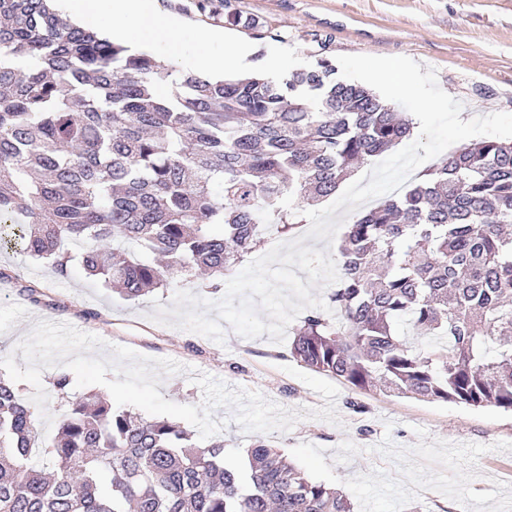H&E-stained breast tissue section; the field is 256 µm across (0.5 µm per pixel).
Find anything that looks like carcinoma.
I'll return each mask as SVG.
<instances>
[{"mask_svg": "<svg viewBox=\"0 0 512 512\" xmlns=\"http://www.w3.org/2000/svg\"><path fill=\"white\" fill-rule=\"evenodd\" d=\"M170 82L181 93L157 98ZM413 129L324 59L217 80L132 53L56 0H0V247L65 278L79 243L125 300L196 268L220 291L266 227L304 222L285 198L331 197ZM511 225L512 142L463 145L346 225L333 313L302 318L292 357L362 391L512 412ZM35 419L0 377V512H352L261 439L228 467L224 441L197 449L178 423L107 400L73 405L50 441Z\"/></svg>", "mask_w": 512, "mask_h": 512, "instance_id": "cac0c4a2", "label": "carcinoma"}]
</instances>
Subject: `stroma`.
Segmentation results:
<instances>
[{"instance_id": "stroma-1", "label": "stroma", "mask_w": 512, "mask_h": 512, "mask_svg": "<svg viewBox=\"0 0 512 512\" xmlns=\"http://www.w3.org/2000/svg\"><path fill=\"white\" fill-rule=\"evenodd\" d=\"M156 6L185 23L182 70H197L211 48L209 34L221 30L252 44L248 73L267 72L275 55L287 74L320 58L402 55L436 69L439 86L463 104L461 120L512 113V0H156ZM228 13L244 26L225 25ZM251 20L256 28H248ZM0 268L19 277L15 284L0 280V358L46 320L185 365V372L162 376L158 387L178 404H201L193 381L200 373L288 409L324 404L286 373L295 363L289 343L229 329L220 345L152 321L155 304L169 305L176 290L211 298L200 279L183 276L127 301L82 269L59 279L47 261L16 249H0ZM22 281L47 292L48 302L24 300ZM85 310L97 319L84 320ZM336 387L338 423L302 419L266 440L308 477L348 497L354 512H512L511 412L358 391L341 381Z\"/></svg>"}]
</instances>
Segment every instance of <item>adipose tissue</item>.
Instances as JSON below:
<instances>
[{
	"label": "adipose tissue",
	"mask_w": 512,
	"mask_h": 512,
	"mask_svg": "<svg viewBox=\"0 0 512 512\" xmlns=\"http://www.w3.org/2000/svg\"><path fill=\"white\" fill-rule=\"evenodd\" d=\"M69 11L107 26L120 38H132L144 51H171L179 40L180 22L157 12L153 0H65Z\"/></svg>",
	"instance_id": "ef3b65f1"
}]
</instances>
